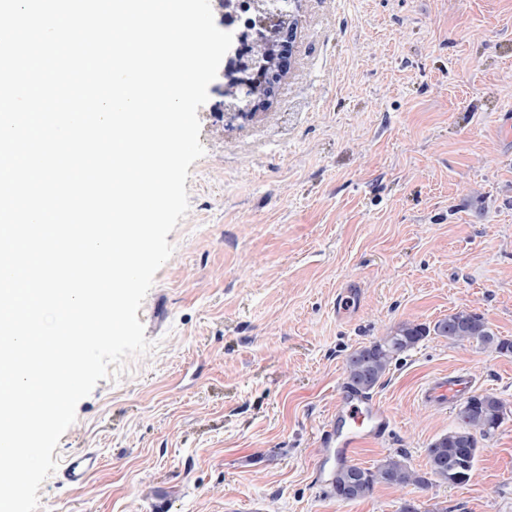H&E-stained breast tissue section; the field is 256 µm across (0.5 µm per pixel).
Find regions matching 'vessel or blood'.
<instances>
[{
	"label": "vessel or blood",
	"instance_id": "b4317fda",
	"mask_svg": "<svg viewBox=\"0 0 512 512\" xmlns=\"http://www.w3.org/2000/svg\"><path fill=\"white\" fill-rule=\"evenodd\" d=\"M471 388L470 379L461 373L450 375L436 382L426 393L429 402L446 405L455 403ZM389 424L386 408L377 400L348 393L336 403V418L322 433L326 448L335 449L337 454H345L363 439L376 435ZM101 465L97 451L86 449L68 456L57 470L59 482L70 485H83Z\"/></svg>",
	"mask_w": 512,
	"mask_h": 512
}]
</instances>
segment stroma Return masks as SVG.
<instances>
[{
    "mask_svg": "<svg viewBox=\"0 0 512 512\" xmlns=\"http://www.w3.org/2000/svg\"><path fill=\"white\" fill-rule=\"evenodd\" d=\"M293 65L269 107L198 109L203 157L174 252L137 312L153 344L99 380L54 460L97 449L79 488L48 476L38 512H512V356L430 336L373 399L390 425L349 462L426 449L466 373L507 416L463 486L331 493L321 435L345 361L404 321L468 309L512 338V0H300ZM349 298L338 308L341 298ZM470 388L471 380L463 373H456L436 382L427 390L426 398L436 404H453Z\"/></svg>",
    "mask_w": 512,
    "mask_h": 512,
    "instance_id": "35a3bbf8",
    "label": "stroma"
}]
</instances>
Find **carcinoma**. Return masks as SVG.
Listing matches in <instances>:
<instances>
[{
  "mask_svg": "<svg viewBox=\"0 0 512 512\" xmlns=\"http://www.w3.org/2000/svg\"><path fill=\"white\" fill-rule=\"evenodd\" d=\"M441 336L457 345H477L501 355H512V339L497 335L484 316L475 311H456L434 325L403 322L387 335L354 350L346 360V385L355 392L370 393L397 357L428 338ZM505 405L492 394H475L459 405L457 426L437 437L427 448L430 477L411 468L403 455L391 456L372 468L341 465L332 480V492L342 502L371 496L379 485L423 488L434 480L450 486L472 481L479 443L502 425Z\"/></svg>",
  "mask_w": 512,
  "mask_h": 512,
  "instance_id": "obj_1",
  "label": "carcinoma"
}]
</instances>
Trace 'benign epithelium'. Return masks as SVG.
<instances>
[{"instance_id":"benign-epithelium-1","label":"benign epithelium","mask_w":512,"mask_h":512,"mask_svg":"<svg viewBox=\"0 0 512 512\" xmlns=\"http://www.w3.org/2000/svg\"><path fill=\"white\" fill-rule=\"evenodd\" d=\"M297 2L289 0L284 11L272 0H251V6H259L261 16L243 30L232 31L229 63L223 69L230 78L219 90L227 98L224 110L247 117L267 108L275 97L293 55L294 27L283 20L293 13Z\"/></svg>"}]
</instances>
